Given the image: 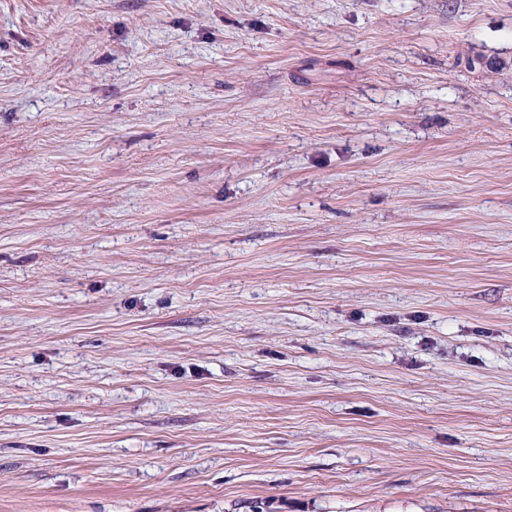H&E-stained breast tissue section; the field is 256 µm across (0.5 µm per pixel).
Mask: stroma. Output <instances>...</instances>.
I'll use <instances>...</instances> for the list:
<instances>
[{
	"instance_id": "obj_1",
	"label": "stroma",
	"mask_w": 512,
	"mask_h": 512,
	"mask_svg": "<svg viewBox=\"0 0 512 512\" xmlns=\"http://www.w3.org/2000/svg\"><path fill=\"white\" fill-rule=\"evenodd\" d=\"M512 512V0H0V512Z\"/></svg>"
}]
</instances>
